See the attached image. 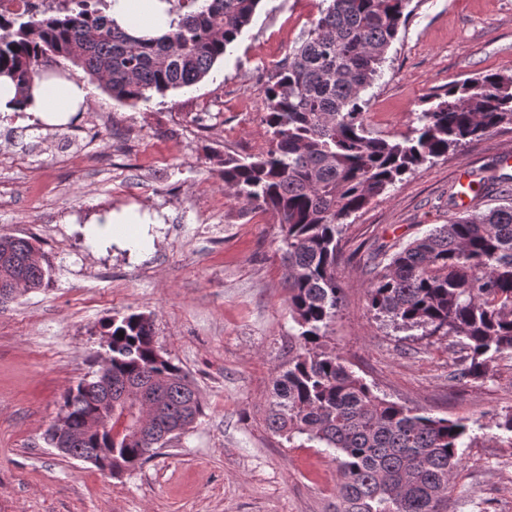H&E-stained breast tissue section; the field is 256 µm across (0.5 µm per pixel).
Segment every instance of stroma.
<instances>
[{
  "mask_svg": "<svg viewBox=\"0 0 512 512\" xmlns=\"http://www.w3.org/2000/svg\"><path fill=\"white\" fill-rule=\"evenodd\" d=\"M322 0H261L200 83L131 106L95 86L85 112L52 127L0 122V235L31 238L47 287L0 308V512H335L331 454L270 432L273 378L299 333L284 288L276 216L224 187L218 155L265 152L264 88L299 47ZM366 90V129L405 135L449 83L512 74V0H410ZM508 158L512 126L434 159L352 215L341 237V303L330 349L378 393L468 435L448 512H512V355L451 380V336L410 335L368 307L375 249L394 253L448 220L502 205L490 193L449 204L461 170ZM138 204L162 213L152 247L91 250L86 224ZM152 315L155 342L197 386L204 413L143 466L112 476L44 440L65 391L92 379L102 325Z\"/></svg>",
  "mask_w": 512,
  "mask_h": 512,
  "instance_id": "obj_1",
  "label": "stroma"
}]
</instances>
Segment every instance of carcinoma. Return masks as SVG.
Instances as JSON below:
<instances>
[{"label":"carcinoma","mask_w":512,"mask_h":512,"mask_svg":"<svg viewBox=\"0 0 512 512\" xmlns=\"http://www.w3.org/2000/svg\"><path fill=\"white\" fill-rule=\"evenodd\" d=\"M174 30L137 39L116 27L105 0H60L53 13L0 14V76L26 94L50 57L101 82L112 98L135 105L201 81L247 27L261 0H167ZM410 0H330L306 38L278 64L264 90L269 149L222 160L224 186L255 209L278 216L288 308L300 327L288 346V367L276 372L266 423L292 440L304 435L334 451L340 475L336 512H447L459 448L460 421L434 417L378 395L324 344L341 288L333 269L347 220L386 189L435 158L504 125H512V75L486 73L456 81L422 110L419 126L399 137L365 129L362 92L381 77L386 51L405 23ZM504 161L485 166L451 200L476 199L512 178ZM44 255L26 238L0 235V298L21 286L49 284ZM370 307L406 329L455 336L466 355L452 378L485 374L512 353V202L434 227L393 253L368 286ZM123 337H118V333ZM105 374L66 391L59 416L71 429L100 416L108 426L83 437L45 440L63 454L112 475L134 469L150 451L133 434L121 396L131 387L158 395L147 433H184L203 414L194 382L161 355L152 315L112 320Z\"/></svg>","instance_id":"cac0c4a2"}]
</instances>
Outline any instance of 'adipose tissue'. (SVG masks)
Masks as SVG:
<instances>
[{"mask_svg":"<svg viewBox=\"0 0 512 512\" xmlns=\"http://www.w3.org/2000/svg\"><path fill=\"white\" fill-rule=\"evenodd\" d=\"M107 15L119 28L130 35L158 38L167 34L177 24L168 0H108ZM92 89L79 78H35L27 99H20L14 82L0 76V118L13 117L20 110H27L37 119L58 124L85 110ZM164 218L157 212L135 208L105 215L92 223L87 237L92 246L113 241L118 247L142 251L152 243L147 226H161Z\"/></svg>","mask_w":512,"mask_h":512,"instance_id":"obj_1","label":"adipose tissue"}]
</instances>
